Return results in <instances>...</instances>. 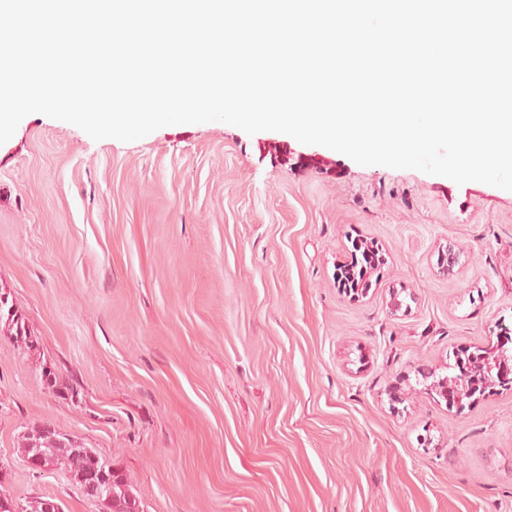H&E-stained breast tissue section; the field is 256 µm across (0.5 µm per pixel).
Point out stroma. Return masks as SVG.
I'll return each mask as SVG.
<instances>
[{
  "label": "stroma",
  "mask_w": 512,
  "mask_h": 512,
  "mask_svg": "<svg viewBox=\"0 0 512 512\" xmlns=\"http://www.w3.org/2000/svg\"><path fill=\"white\" fill-rule=\"evenodd\" d=\"M362 241L385 263L354 295L336 269ZM0 292L34 341L0 335L15 501L98 512L26 465L47 422L143 512H512V389L459 412L415 388L512 329L511 191L222 122L96 141L34 113L0 145Z\"/></svg>",
  "instance_id": "stroma-1"
}]
</instances>
